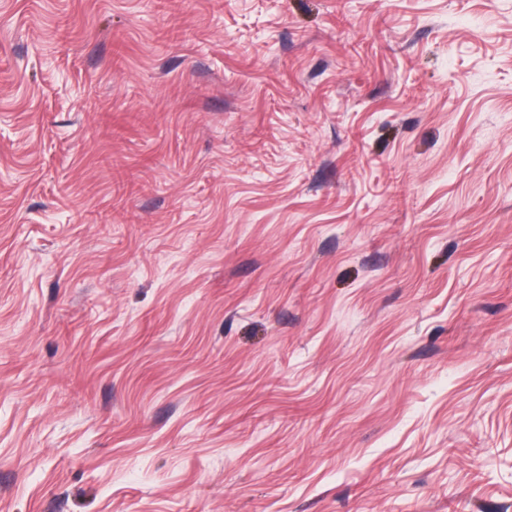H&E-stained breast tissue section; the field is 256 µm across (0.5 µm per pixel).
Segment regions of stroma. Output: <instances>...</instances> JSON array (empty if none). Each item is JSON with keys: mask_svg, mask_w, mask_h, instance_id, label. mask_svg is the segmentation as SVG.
Here are the masks:
<instances>
[{"mask_svg": "<svg viewBox=\"0 0 512 512\" xmlns=\"http://www.w3.org/2000/svg\"><path fill=\"white\" fill-rule=\"evenodd\" d=\"M0 512H512V0H0Z\"/></svg>", "mask_w": 512, "mask_h": 512, "instance_id": "stroma-1", "label": "stroma"}]
</instances>
